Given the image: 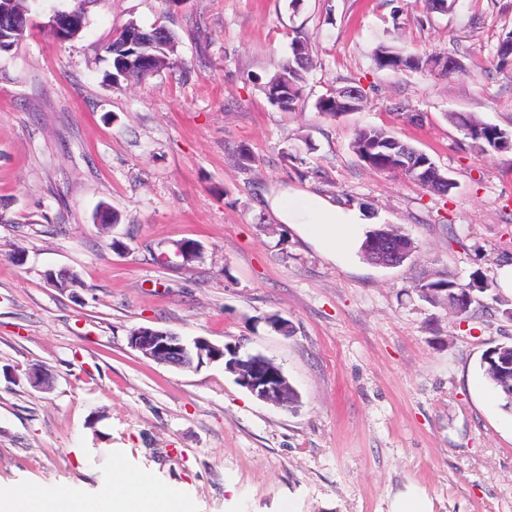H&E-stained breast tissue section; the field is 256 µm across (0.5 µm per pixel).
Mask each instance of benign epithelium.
<instances>
[{
    "label": "benign epithelium",
    "mask_w": 512,
    "mask_h": 512,
    "mask_svg": "<svg viewBox=\"0 0 512 512\" xmlns=\"http://www.w3.org/2000/svg\"><path fill=\"white\" fill-rule=\"evenodd\" d=\"M47 26L62 33L80 30L84 26V17L76 12H61L52 16ZM132 36L139 42L159 43L167 36V31L154 28L145 33L140 28L132 29ZM336 99L343 102L347 110L358 109L362 95L355 87H346L335 91ZM372 251L383 258L382 266L396 267L409 256L407 238L379 236L373 239ZM470 289H456L445 295L448 306L458 316H463ZM129 344L144 355L163 364L174 367H189L193 361H224V370L234 376L237 385L246 389L256 398L276 405H284L290 399V385L283 371L265 357L243 350V344H225L217 346L204 337H196L190 342L158 329L136 328L130 332ZM487 364L492 374L504 377L512 372V348L491 351L487 355Z\"/></svg>",
    "instance_id": "7a95c632"
}]
</instances>
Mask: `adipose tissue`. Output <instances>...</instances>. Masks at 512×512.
Wrapping results in <instances>:
<instances>
[{"label":"adipose tissue","instance_id":"ef3b65f1","mask_svg":"<svg viewBox=\"0 0 512 512\" xmlns=\"http://www.w3.org/2000/svg\"><path fill=\"white\" fill-rule=\"evenodd\" d=\"M266 203L279 223L289 224L331 257L347 258L361 245L366 223L361 213L343 210L322 197L280 188ZM185 496L159 491L154 480L116 464L110 480L92 496L38 484L13 487L0 496V512H190Z\"/></svg>","mask_w":512,"mask_h":512}]
</instances>
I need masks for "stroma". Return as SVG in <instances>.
<instances>
[{"label": "stroma", "mask_w": 512, "mask_h": 512, "mask_svg": "<svg viewBox=\"0 0 512 512\" xmlns=\"http://www.w3.org/2000/svg\"><path fill=\"white\" fill-rule=\"evenodd\" d=\"M27 5L28 37L0 54V489L91 495L117 460L195 512H392L410 489L431 512H512V412L479 367L512 344V293L498 285L512 263V149L480 151L448 119L512 132V72L496 56L512 0L447 12L428 0H89L62 44L42 28L72 0ZM132 22L178 42L170 66L115 89L104 46ZM299 35L306 102L283 112L263 84ZM382 45L462 68L380 70ZM347 86L359 110L317 112ZM365 125L428 154L454 189L363 166L351 142ZM242 147L254 163L238 161ZM282 185L360 210L415 250L397 267L332 259L275 220L265 198ZM103 204L120 224L97 223ZM183 240L202 258L158 262ZM61 269L83 289L48 283ZM476 276L489 289L467 323L414 289ZM138 327L243 342L298 401H261L220 362L157 363L130 346Z\"/></svg>", "instance_id": "1"}]
</instances>
